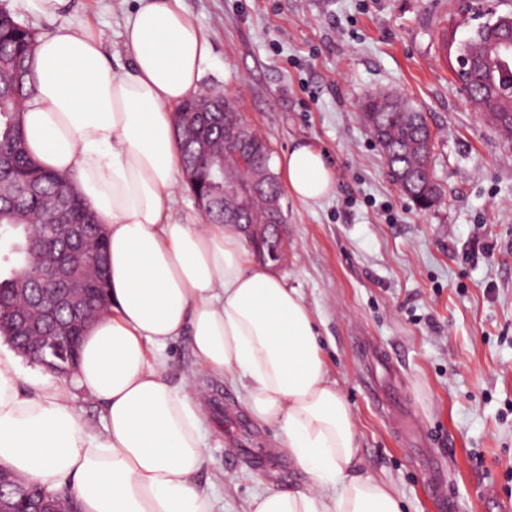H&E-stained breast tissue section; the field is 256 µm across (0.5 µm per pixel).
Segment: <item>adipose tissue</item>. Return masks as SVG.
I'll return each mask as SVG.
<instances>
[{
	"label": "adipose tissue",
	"mask_w": 512,
	"mask_h": 512,
	"mask_svg": "<svg viewBox=\"0 0 512 512\" xmlns=\"http://www.w3.org/2000/svg\"><path fill=\"white\" fill-rule=\"evenodd\" d=\"M102 41L68 25L39 37L22 115L30 154L104 226L110 313L87 328L75 373L100 424L52 376L23 390L17 356L0 350V467L70 490L80 512H215L212 489L196 480L207 459L202 401L191 381H167L162 355L186 336L205 368L239 387L256 423L279 428L305 476L254 496L250 512H401L362 469L351 410L299 290L255 266L237 225L174 215V110L198 90L211 41L182 0H137L123 30L127 72L113 71ZM277 167L303 204L335 190L318 145L297 144Z\"/></svg>",
	"instance_id": "obj_1"
}]
</instances>
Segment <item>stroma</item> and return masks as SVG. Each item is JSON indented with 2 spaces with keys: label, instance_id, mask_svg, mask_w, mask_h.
I'll return each mask as SVG.
<instances>
[{
  "label": "stroma",
  "instance_id": "1",
  "mask_svg": "<svg viewBox=\"0 0 512 512\" xmlns=\"http://www.w3.org/2000/svg\"><path fill=\"white\" fill-rule=\"evenodd\" d=\"M469 0H183L213 54L201 91L223 89L280 158L300 142L325 149L334 193L284 197L288 242L266 270L302 293L323 353L353 412L363 467L402 512H498L512 503V140L470 106L450 45L477 22ZM37 35L91 23L113 70L130 61L122 25L134 0H70ZM405 96L435 134L443 189L423 211L393 182L360 103ZM167 377L211 397L208 459L223 512L302 482L275 428L255 423L238 390L204 370L188 338L169 345ZM399 389L394 418L365 385Z\"/></svg>",
  "mask_w": 512,
  "mask_h": 512
}]
</instances>
